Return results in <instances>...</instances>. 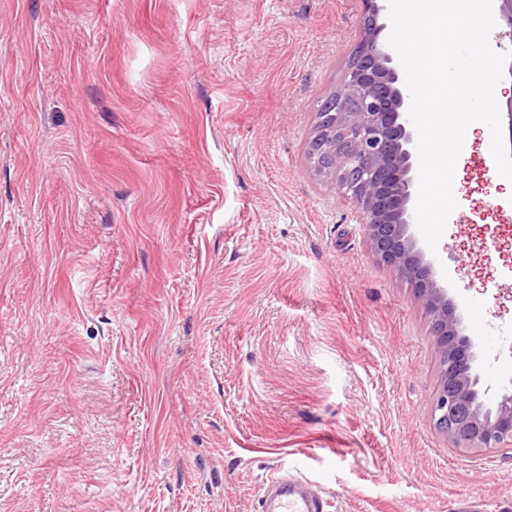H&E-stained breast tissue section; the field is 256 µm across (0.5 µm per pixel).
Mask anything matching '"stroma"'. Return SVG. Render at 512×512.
I'll use <instances>...</instances> for the list:
<instances>
[{"label":"stroma","mask_w":512,"mask_h":512,"mask_svg":"<svg viewBox=\"0 0 512 512\" xmlns=\"http://www.w3.org/2000/svg\"><path fill=\"white\" fill-rule=\"evenodd\" d=\"M361 0H0V512H512L435 428L416 290L308 157ZM437 250L495 406L512 201L474 141ZM278 484V493L272 512H325L326 501L317 494L310 492L304 482L292 476H284L275 481Z\"/></svg>","instance_id":"35a3bbf8"}]
</instances>
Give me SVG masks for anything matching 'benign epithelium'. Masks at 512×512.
<instances>
[{
    "label": "benign epithelium",
    "mask_w": 512,
    "mask_h": 512,
    "mask_svg": "<svg viewBox=\"0 0 512 512\" xmlns=\"http://www.w3.org/2000/svg\"><path fill=\"white\" fill-rule=\"evenodd\" d=\"M363 33L329 112L322 117L312 155L318 171L336 175L357 206L375 257L417 290L436 337L441 383L431 416L459 449H512V392L493 408L479 399L471 345L460 336L445 289L410 234L417 191L418 154L409 118L406 82L395 53L380 40L384 6L362 0Z\"/></svg>",
    "instance_id": "benign-epithelium-1"
}]
</instances>
